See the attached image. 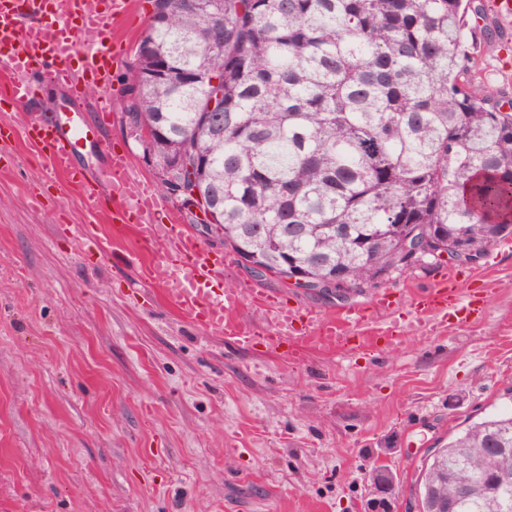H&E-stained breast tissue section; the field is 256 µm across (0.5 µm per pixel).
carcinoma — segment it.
<instances>
[{
    "label": "carcinoma",
    "instance_id": "obj_1",
    "mask_svg": "<svg viewBox=\"0 0 512 512\" xmlns=\"http://www.w3.org/2000/svg\"><path fill=\"white\" fill-rule=\"evenodd\" d=\"M128 73L126 110L158 130L142 149L191 147L212 229L276 275L293 264L352 292L424 242L487 253L512 225V113L473 88L475 0H154ZM224 22V49L205 46ZM218 78L223 98L209 109ZM479 234L466 237L475 222ZM512 448V409L448 438L425 460L418 512H512L481 449Z\"/></svg>",
    "mask_w": 512,
    "mask_h": 512
}]
</instances>
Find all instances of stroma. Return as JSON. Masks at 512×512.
Masks as SVG:
<instances>
[{"label":"stroma","instance_id":"obj_1","mask_svg":"<svg viewBox=\"0 0 512 512\" xmlns=\"http://www.w3.org/2000/svg\"><path fill=\"white\" fill-rule=\"evenodd\" d=\"M471 23L493 43L472 48L475 85L512 100V28L492 0ZM158 222L182 224L227 263L221 288L263 287L292 308L336 304L258 280L223 242L178 210L141 160L121 114L107 128ZM16 134L0 145V512H363L372 465L385 457L396 512H417L414 488L431 449L466 422L512 401V245L456 268L458 285L488 283L479 311L437 332L408 322L411 297L442 266L386 282L402 344L292 359L241 347L168 308L162 255L151 276L116 229L104 251L74 234L87 223Z\"/></svg>","mask_w":512,"mask_h":512}]
</instances>
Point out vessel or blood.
<instances>
[{"label": "vessel or blood", "instance_id": "obj_1", "mask_svg": "<svg viewBox=\"0 0 512 512\" xmlns=\"http://www.w3.org/2000/svg\"><path fill=\"white\" fill-rule=\"evenodd\" d=\"M134 16L132 0H0V71L9 76L5 94L25 105L39 100L43 83L58 88L60 96L51 115L45 121L25 124L24 134L51 173L81 190L90 218L80 227L82 237L98 242L94 220L101 216L108 223L129 226L136 239L131 260L162 252L171 271L166 289L171 307L240 346H252L263 329L234 319L241 303L238 293L217 286L224 271L223 256L206 250L176 214H169L167 223H158L155 194L147 189L134 195L129 192L128 155L102 140L101 121L90 123L84 118L90 110L102 117L112 114V69L127 55L126 46L113 38L112 29L129 24ZM88 85L99 92L92 104L83 97ZM93 144L98 145L105 164L92 172L81 167L78 159ZM249 296L280 328L270 337V345L285 342L293 352L312 345L332 351L389 345L402 336L396 324L384 320V312L395 306L386 293L375 302L348 307L331 318L311 310L299 313L260 288L251 289ZM473 302L459 288L454 272L447 270L438 284L412 299L410 308L421 319L444 324L470 313ZM300 319L305 322L303 331L283 340L282 330L292 329Z\"/></svg>", "mask_w": 512, "mask_h": 512}]
</instances>
